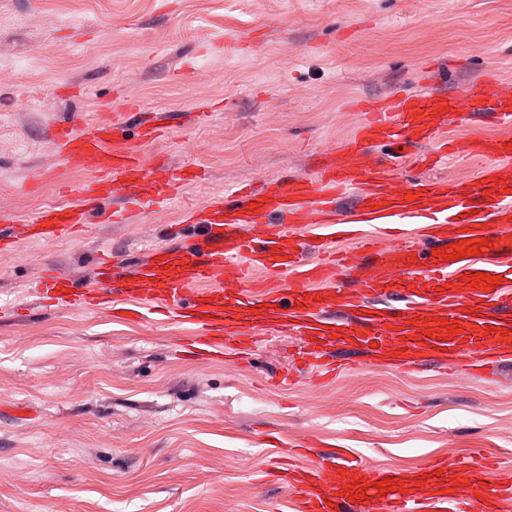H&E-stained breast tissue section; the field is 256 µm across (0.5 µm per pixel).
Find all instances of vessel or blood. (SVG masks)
I'll return each mask as SVG.
<instances>
[{
    "mask_svg": "<svg viewBox=\"0 0 512 512\" xmlns=\"http://www.w3.org/2000/svg\"><path fill=\"white\" fill-rule=\"evenodd\" d=\"M366 119L326 153L318 176H289L260 188L238 185L188 211L199 234L186 247L160 246L133 262L109 256L92 280L49 269L31 285L46 307L111 310L132 323L157 310L186 325L199 366L243 358L274 332L295 337L293 366L278 385L307 370L321 386L349 371L336 351L403 374L433 364L497 377L512 363V88L475 81L454 94L417 93L359 102ZM481 115L501 135L450 138L448 124ZM139 119L130 134L129 116ZM167 131L127 100L107 123L83 128L71 116L54 148L90 178L76 201L0 225V253L23 239H67L87 225L136 217L152 197L174 193L193 174L149 164L145 147ZM433 144V158L476 157V180L402 187L397 169L409 148ZM395 161L382 169L376 147ZM125 207L109 211L110 198ZM480 240L476 255L453 259L455 245ZM499 277L493 290L469 287L466 273ZM456 333H449V326ZM308 441L283 442L270 474L294 512H512V470L464 456L409 469H376L345 449L288 463ZM396 481V491L376 483Z\"/></svg>",
    "mask_w": 512,
    "mask_h": 512,
    "instance_id": "1",
    "label": "vessel or blood"
}]
</instances>
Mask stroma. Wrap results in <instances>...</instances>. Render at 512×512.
<instances>
[{"mask_svg": "<svg viewBox=\"0 0 512 512\" xmlns=\"http://www.w3.org/2000/svg\"><path fill=\"white\" fill-rule=\"evenodd\" d=\"M241 36L246 53H205ZM512 85V0H0V208L24 219L74 203L88 179L49 140L68 114L111 118L133 99L166 112L156 161L198 175L134 224L23 240L0 257V512H277L263 482L271 432L337 441L374 467L482 448L512 466V367L497 386L365 367L327 387L274 388L294 342L266 337L253 366L198 368L163 315L47 309V269L89 280L98 257L138 260L186 210L239 183L311 175L364 119L355 99L456 93L484 75ZM212 104L196 127L183 115ZM483 162L407 167L411 181L477 178ZM51 172L40 180L41 172Z\"/></svg>", "mask_w": 512, "mask_h": 512, "instance_id": "stroma-1", "label": "stroma"}]
</instances>
